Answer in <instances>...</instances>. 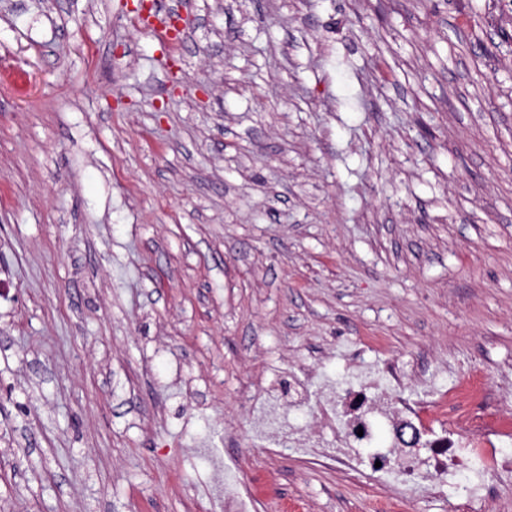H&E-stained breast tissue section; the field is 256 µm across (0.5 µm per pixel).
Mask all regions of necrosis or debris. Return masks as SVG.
<instances>
[{
  "instance_id": "4bbe7bcc",
  "label": "necrosis or debris",
  "mask_w": 512,
  "mask_h": 512,
  "mask_svg": "<svg viewBox=\"0 0 512 512\" xmlns=\"http://www.w3.org/2000/svg\"><path fill=\"white\" fill-rule=\"evenodd\" d=\"M430 367V355L423 351L409 370L385 363L364 371V378H378L384 385L382 396L372 402L362 400L355 385L341 388L329 383L314 391L306 374L290 373L287 383L259 407V435L321 465L353 471L361 461H368L375 465L378 480L411 497L438 493L448 484L456 486L465 512H480L494 482L512 475V456L501 451L502 444L512 442V420L500 417L489 423L475 418L469 437L436 432L429 425L432 408L448 404L465 414L482 383L452 379L447 388H438L425 382ZM408 374L425 382L421 392L412 396L402 391ZM283 403L292 410L317 409L335 433V442L323 445L309 439L279 412ZM420 447L430 450L423 463L415 455Z\"/></svg>"
}]
</instances>
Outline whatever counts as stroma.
Here are the masks:
<instances>
[{"mask_svg":"<svg viewBox=\"0 0 512 512\" xmlns=\"http://www.w3.org/2000/svg\"><path fill=\"white\" fill-rule=\"evenodd\" d=\"M0 0V512H305L247 386L512 384V0ZM257 482L246 483L227 471L224 474V505L228 512H252L258 494Z\"/></svg>","mask_w":512,"mask_h":512,"instance_id":"35a3bbf8","label":"stroma"}]
</instances>
